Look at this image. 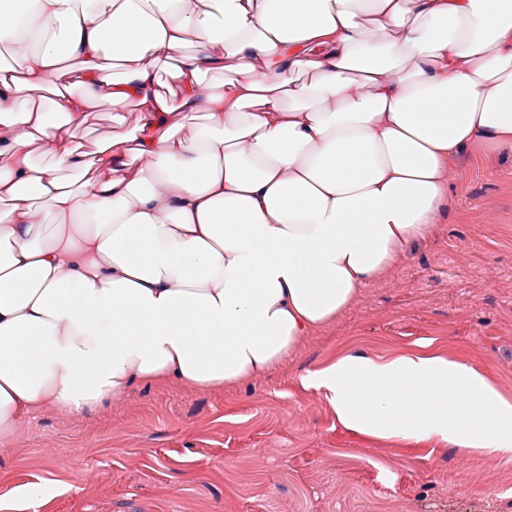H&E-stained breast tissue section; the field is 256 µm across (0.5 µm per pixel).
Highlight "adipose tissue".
I'll return each instance as SVG.
<instances>
[{
  "instance_id": "1",
  "label": "adipose tissue",
  "mask_w": 512,
  "mask_h": 512,
  "mask_svg": "<svg viewBox=\"0 0 512 512\" xmlns=\"http://www.w3.org/2000/svg\"><path fill=\"white\" fill-rule=\"evenodd\" d=\"M1 42L0 445L44 407L270 372L432 232L454 158L512 152V0H0ZM302 383L350 432L512 456V402L469 366Z\"/></svg>"
}]
</instances>
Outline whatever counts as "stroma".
<instances>
[{
	"label": "stroma",
	"instance_id": "obj_1",
	"mask_svg": "<svg viewBox=\"0 0 512 512\" xmlns=\"http://www.w3.org/2000/svg\"><path fill=\"white\" fill-rule=\"evenodd\" d=\"M450 186L432 233L268 374L33 412L0 451V501L50 483L35 512H512V457L351 433L301 384L348 355L428 352L512 400V152L472 148Z\"/></svg>",
	"mask_w": 512,
	"mask_h": 512
}]
</instances>
